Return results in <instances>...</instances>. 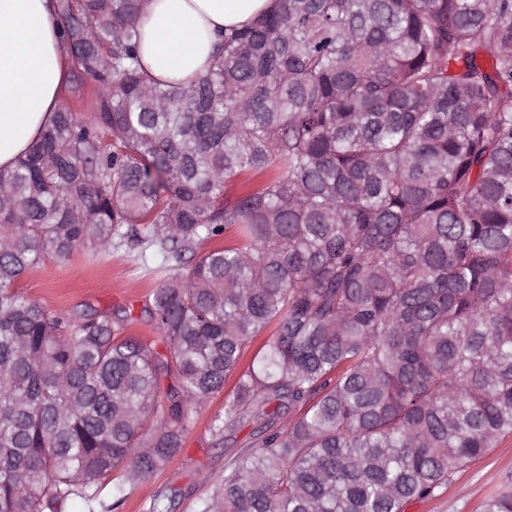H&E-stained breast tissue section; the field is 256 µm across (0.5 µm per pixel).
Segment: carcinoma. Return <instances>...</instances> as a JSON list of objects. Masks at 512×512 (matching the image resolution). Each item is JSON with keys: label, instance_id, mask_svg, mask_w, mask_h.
Here are the masks:
<instances>
[{"label": "carcinoma", "instance_id": "carcinoma-1", "mask_svg": "<svg viewBox=\"0 0 512 512\" xmlns=\"http://www.w3.org/2000/svg\"><path fill=\"white\" fill-rule=\"evenodd\" d=\"M54 2L98 100L0 169V512L162 470L234 373L210 431L252 442L197 512H404L512 433V0H277L189 86L141 67L148 0ZM122 248L173 270L163 352L17 288Z\"/></svg>", "mask_w": 512, "mask_h": 512}]
</instances>
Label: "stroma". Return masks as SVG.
Listing matches in <instances>:
<instances>
[{
	"mask_svg": "<svg viewBox=\"0 0 512 512\" xmlns=\"http://www.w3.org/2000/svg\"><path fill=\"white\" fill-rule=\"evenodd\" d=\"M160 263L151 256L118 250L94 259L76 252L68 259H44L18 284L24 295L58 312L91 306L101 311L124 310L133 322L127 335L160 344L157 330L142 313L159 282L152 269ZM224 407L216 396L186 433L182 452L161 472L125 487L117 512H148L155 493L164 487L182 489L172 512H196L199 497L211 493L224 477V465L237 449L247 447L248 431H240L233 444H216L209 431L211 417ZM512 492V434L501 436L494 448L431 497L409 503L405 512H481L491 495Z\"/></svg>",
	"mask_w": 512,
	"mask_h": 512,
	"instance_id": "1",
	"label": "stroma"
}]
</instances>
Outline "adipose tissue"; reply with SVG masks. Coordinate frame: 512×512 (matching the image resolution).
<instances>
[{
	"label": "adipose tissue",
	"instance_id": "obj_1",
	"mask_svg": "<svg viewBox=\"0 0 512 512\" xmlns=\"http://www.w3.org/2000/svg\"><path fill=\"white\" fill-rule=\"evenodd\" d=\"M275 0H149L138 49L158 81L189 83L212 64L224 31ZM53 0H0V168L14 165L50 124L72 73Z\"/></svg>",
	"mask_w": 512,
	"mask_h": 512
}]
</instances>
